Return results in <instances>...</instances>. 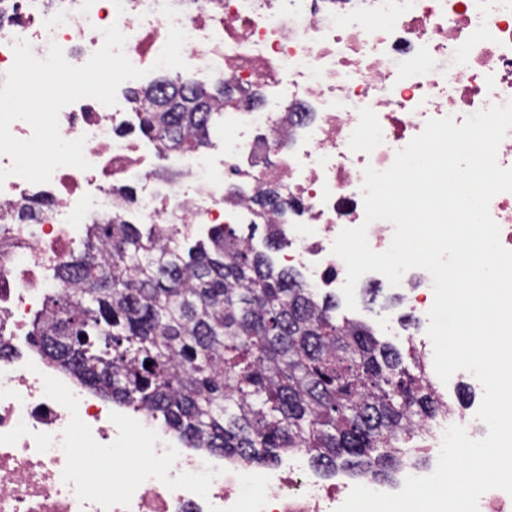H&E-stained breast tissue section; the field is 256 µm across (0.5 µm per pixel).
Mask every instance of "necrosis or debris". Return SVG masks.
<instances>
[{"instance_id":"necrosis-or-debris-1","label":"necrosis or debris","mask_w":512,"mask_h":512,"mask_svg":"<svg viewBox=\"0 0 512 512\" xmlns=\"http://www.w3.org/2000/svg\"><path fill=\"white\" fill-rule=\"evenodd\" d=\"M166 2L178 10L176 21L162 13ZM113 24L140 69L155 63L171 25L180 26L190 73L224 83L223 104L211 106L224 127L188 154L131 136L139 116L129 106L128 80L116 105L84 98L59 113L61 136L84 138L90 169L66 166L45 184L12 176L0 185V512H104L80 502L62 478L60 441L70 414L45 396L47 375L78 397V415L97 442L116 439L110 415L117 412L156 430V453L178 450L174 473L207 464L218 470L208 498L149 479L129 507L111 512H225L240 495L244 469L234 458L188 447L147 409L106 401L27 349L76 235L116 214L163 233L273 224L286 241L281 265L296 269L312 291L336 293L346 280L332 252L342 229L366 226L377 253L393 237L390 222L365 220V168L388 169L428 120L450 116L459 125L512 99V0H0V77L13 64L15 40L40 58L57 44L81 66ZM268 190L282 210L255 205ZM361 282L389 288L427 323L434 300L427 271L408 270L394 287L376 272ZM477 410L473 404L418 424L393 479L371 490L395 493L407 476L430 475L451 425L474 439L486 436ZM266 474L265 512H336L355 484L341 470L318 473L301 453Z\"/></svg>"}]
</instances>
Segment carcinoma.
Masks as SVG:
<instances>
[{
  "instance_id": "1",
  "label": "carcinoma",
  "mask_w": 512,
  "mask_h": 512,
  "mask_svg": "<svg viewBox=\"0 0 512 512\" xmlns=\"http://www.w3.org/2000/svg\"><path fill=\"white\" fill-rule=\"evenodd\" d=\"M181 79L135 92L141 131L164 147L207 142L209 102ZM62 263L32 343L102 397L163 418L191 448L270 467L303 452L319 472L392 479L396 448L440 404L397 346L337 320L299 274L214 226L186 248L153 226L94 227ZM152 366L145 367V362Z\"/></svg>"
}]
</instances>
